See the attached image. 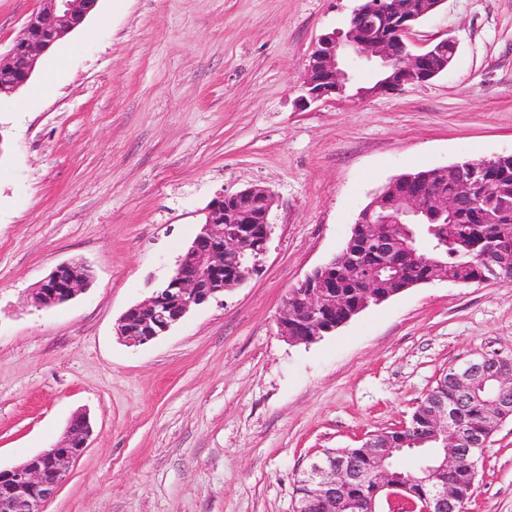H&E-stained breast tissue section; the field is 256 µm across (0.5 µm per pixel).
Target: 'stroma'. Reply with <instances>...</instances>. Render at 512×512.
<instances>
[{
	"label": "stroma",
	"mask_w": 512,
	"mask_h": 512,
	"mask_svg": "<svg viewBox=\"0 0 512 512\" xmlns=\"http://www.w3.org/2000/svg\"><path fill=\"white\" fill-rule=\"evenodd\" d=\"M41 0H0L6 53ZM357 0H98L0 97V467L93 428L46 512H295L311 455L401 426L443 371L512 355V281L436 280L318 343L288 344L289 289L343 247L396 176L512 153V0H445L413 50L458 43L396 94L303 105L312 48ZM275 195L258 276L145 345L115 323L199 231L219 192ZM69 302L31 293L57 265ZM467 512H512V418ZM89 283L88 269L80 263L58 265L39 284L33 294L38 307H53L65 303L85 290Z\"/></svg>",
	"instance_id": "1"
}]
</instances>
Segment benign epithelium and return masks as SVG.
<instances>
[{"mask_svg":"<svg viewBox=\"0 0 512 512\" xmlns=\"http://www.w3.org/2000/svg\"><path fill=\"white\" fill-rule=\"evenodd\" d=\"M98 0H43V6L26 21L5 56H0V95H11L32 77L40 56L83 23ZM442 0H360L346 27L320 36L307 67L304 88L311 101L347 96V85L359 68L370 67L380 78L364 96L393 93L410 82H426L442 73L455 54L456 42L444 38L428 50L414 53L407 44L414 25L433 12ZM503 192L491 185L475 186L473 177L457 165L437 167L426 175L403 174L394 178L360 211L342 251L315 268L299 286L289 290L278 320L279 335L315 342L348 322L371 305L419 284L446 280L443 264L424 256L409 225L422 218H440L461 209L483 210ZM273 193L250 186L235 193L218 194L204 212L200 233L177 261L166 281L143 302L130 307L118 319L117 335L134 344H145L167 333L194 307L217 298L259 274L273 233L270 212ZM371 225L368 243L382 253L389 270L405 263L427 264L425 276L398 286L385 296L375 294L378 276L364 278L362 300L347 305L336 295L329 278L341 265L348 272L363 267L355 258L354 245L365 225ZM234 264L233 276L224 279V260ZM485 260L496 279L512 280V243L503 241L487 251ZM88 269L75 262L58 265L39 284L33 301L39 307L65 303L85 290ZM439 390H452L456 401L472 402L490 397L499 422L512 416V361L498 355H482L454 368L450 376L437 379ZM455 410L448 399L438 397L422 422L415 427L423 439L443 440L451 452L436 465L423 468L422 483L432 488L416 500L409 484L400 483L391 472L389 449L376 434L362 438V456L372 463L373 493L355 506L354 512H381L388 505L395 512H455L462 501L448 471L459 461L476 470L488 440L453 428ZM89 418L76 414L70 421L63 444L48 448L26 462L0 468V512H44L69 469L88 448ZM308 492L296 512H341L346 493L358 479L354 457L338 459L326 453L310 458L305 468Z\"/></svg>","mask_w":512,"mask_h":512,"instance_id":"benign-epithelium-1","label":"benign epithelium"}]
</instances>
